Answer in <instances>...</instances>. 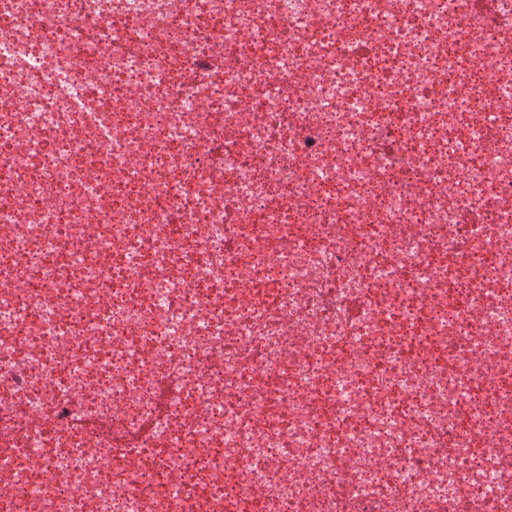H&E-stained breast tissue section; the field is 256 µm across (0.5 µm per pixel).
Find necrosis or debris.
Here are the masks:
<instances>
[{
    "label": "necrosis or debris",
    "mask_w": 512,
    "mask_h": 512,
    "mask_svg": "<svg viewBox=\"0 0 512 512\" xmlns=\"http://www.w3.org/2000/svg\"><path fill=\"white\" fill-rule=\"evenodd\" d=\"M202 495L512 512V0H0V512Z\"/></svg>",
    "instance_id": "4bbe7bcc"
}]
</instances>
